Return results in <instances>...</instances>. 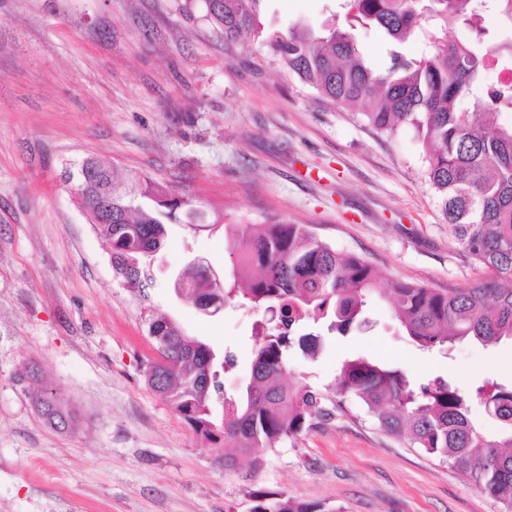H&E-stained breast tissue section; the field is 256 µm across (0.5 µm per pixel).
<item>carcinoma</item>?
<instances>
[{
	"mask_svg": "<svg viewBox=\"0 0 512 512\" xmlns=\"http://www.w3.org/2000/svg\"><path fill=\"white\" fill-rule=\"evenodd\" d=\"M204 18L238 43L258 32L263 0H219ZM344 22L317 36L308 27L266 37L270 54L328 101L361 112L376 130L392 134L412 128L425 146L426 173L448 228L463 251L487 270L488 279L442 292L393 280L382 284L378 271L359 256L337 251L306 224H226L235 243L236 266L222 287L206 268L187 265L181 273L186 301L219 308L239 298L257 310L277 311L276 328L255 333L249 379L242 393L224 397L220 372L235 367L219 360L207 343L184 335L181 327L150 303L153 255L163 245L168 224L219 225L193 204L188 193L143 172L124 178L101 160V192L112 195V220L88 200L79 205L110 249L112 270L139 300L147 335L165 346L163 360L145 365L148 387L160 395L203 444H233L224 469L237 471L244 459L257 460L283 440L331 416L333 395L354 398L386 434L446 461L476 487L512 512V387L486 382L476 397L499 422L496 433L478 429L469 416L470 396L436 377L415 384L396 368L363 357L346 359L335 383L323 394L290 388L281 378L288 353L296 348L314 360L322 336L311 331L327 323L342 335L359 323L375 297L390 303L407 336L422 347L445 348L466 338L483 345L512 339V88L487 82L490 71L512 65V0H344ZM375 25L400 45L422 35L427 51L418 58L390 53V66L377 71L361 57L352 30ZM463 39L448 43V27ZM46 425L64 430L69 411L55 395L37 388V373L22 367L16 382ZM252 512H321L283 493H258Z\"/></svg>",
	"mask_w": 512,
	"mask_h": 512,
	"instance_id": "obj_1",
	"label": "carcinoma"
}]
</instances>
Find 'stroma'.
Segmentation results:
<instances>
[{
	"mask_svg": "<svg viewBox=\"0 0 512 512\" xmlns=\"http://www.w3.org/2000/svg\"><path fill=\"white\" fill-rule=\"evenodd\" d=\"M182 3L0 0V512H251L259 491L320 512H503L448 462L383 433L355 399L242 474L221 468L222 449L201 444L147 386L139 302L62 181L89 156L173 184L225 224L309 225L387 281L445 290L488 276L449 231L413 132L377 131L268 52L264 34L323 31L338 0H264L261 36L231 46ZM192 256L227 273L236 253L223 227L168 225L152 302L187 335L233 352L232 396L257 316L181 301L169 274ZM349 356L466 391L512 384L511 341L421 348L379 298L318 359L289 353L284 381L326 391ZM26 364L74 410L70 430L47 426L15 383Z\"/></svg>",
	"mask_w": 512,
	"mask_h": 512,
	"instance_id": "obj_1",
	"label": "stroma"
}]
</instances>
